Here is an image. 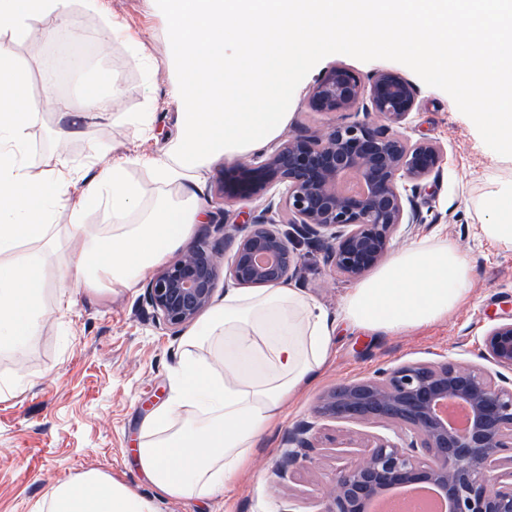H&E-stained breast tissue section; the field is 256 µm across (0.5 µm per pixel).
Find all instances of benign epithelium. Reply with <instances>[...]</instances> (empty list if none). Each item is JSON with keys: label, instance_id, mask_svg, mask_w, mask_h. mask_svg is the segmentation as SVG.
I'll use <instances>...</instances> for the list:
<instances>
[{"label": "benign epithelium", "instance_id": "benign-epithelium-1", "mask_svg": "<svg viewBox=\"0 0 512 512\" xmlns=\"http://www.w3.org/2000/svg\"><path fill=\"white\" fill-rule=\"evenodd\" d=\"M309 103L316 112H350L354 120L307 128L234 161L215 190L225 204L277 193L292 232H282L267 208L247 224L224 223L218 209L211 224L222 246L196 240L147 280L146 301L165 329L177 333L193 323L213 303L223 275L243 287L288 283L301 262V240L321 244L325 263L357 280L386 259L401 231L423 221L415 198L444 151L436 141L398 132L415 107V87L386 71L364 85L336 67L315 83ZM345 172L357 174L365 190L339 193ZM228 245L233 253L224 265ZM261 255L272 260L261 264ZM481 341L479 365L409 362L321 395L315 418L379 423L390 431L336 469L322 512H368L375 497L415 483L433 484L447 512H512V316ZM444 402L469 407L465 427L441 417ZM313 429L307 421L288 431L290 451L279 471L311 461Z\"/></svg>", "mask_w": 512, "mask_h": 512}]
</instances>
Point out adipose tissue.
<instances>
[{
    "label": "adipose tissue",
    "instance_id": "1",
    "mask_svg": "<svg viewBox=\"0 0 512 512\" xmlns=\"http://www.w3.org/2000/svg\"><path fill=\"white\" fill-rule=\"evenodd\" d=\"M165 17L182 134L159 157L104 164V149L92 147L99 168L61 225L59 204L72 185L70 128L112 111L121 92L111 71L100 69L79 106L31 97L30 71L10 45L35 32L48 42L76 39L73 0H0V34L8 38L0 45V353H21L40 331L48 257L62 277L104 293L135 285L186 245L202 212L196 193L143 207L131 168H147L165 185L217 156L259 149L288 121L293 78L341 36L363 46L380 31L424 68L473 88L498 86L495 111L477 119L512 152V0H179ZM46 104L58 117L55 164L35 173L25 160L27 136ZM481 205L483 235L512 251V185ZM90 210L103 211L107 225L85 224ZM471 280L458 249L434 239L403 248L351 288L334 319L295 288L228 289L187 332L171 394L142 422L136 462L153 496L92 469L53 484L43 512H157L164 499L217 496L328 363L338 322L373 333L428 325L457 308Z\"/></svg>",
    "mask_w": 512,
    "mask_h": 512
}]
</instances>
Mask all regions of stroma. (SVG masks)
Masks as SVG:
<instances>
[{
    "label": "stroma",
    "mask_w": 512,
    "mask_h": 512,
    "mask_svg": "<svg viewBox=\"0 0 512 512\" xmlns=\"http://www.w3.org/2000/svg\"><path fill=\"white\" fill-rule=\"evenodd\" d=\"M112 19L125 29L113 41L111 69L124 94L121 110L75 124L71 137L77 180L70 201H77L83 179L95 169L91 145L113 157L162 154L177 136L182 105L169 78L150 79L149 65L166 68L169 56L160 12L148 0H107ZM146 40L147 54L135 42ZM54 43L32 39L16 52L31 71L33 96L76 93V82L54 84ZM342 66L362 81L390 71L417 89L416 106L403 128L415 139L434 140L444 148L437 177L424 182L415 200L425 222L394 241V249L441 237L456 246L473 269L466 300L448 317L397 334H374L340 326L332 357L316 380L288 401L281 421L256 445L249 469L223 497L170 499L160 512H321L326 484L337 467L355 457L383 426L323 419L312 433L313 463L298 462L279 475L276 465L286 449L290 428L314 418L319 397L336 385L372 377L381 369L407 362L449 359L477 363L482 332L494 318L512 309V251L484 239L479 227L486 213L479 202L496 185L512 182V153L504 152L476 119L490 110L492 91L472 92L451 76L417 65L408 54L372 33L367 48L340 41L294 79L288 100L285 134L341 121V114L313 111L309 95L316 81ZM149 111V131L133 123ZM55 115L44 112L28 131V162L33 171L53 164L50 150ZM302 263L291 282L329 313H336L351 284L335 278L323 262L319 245L300 246ZM145 288L136 285L112 294H92L70 286L68 301L54 306L53 316L21 357L0 354V379L22 365L24 379L0 395V512H40L51 483L89 469L108 473L144 495L153 488L137 470L134 448L145 415L169 395L171 374L183 354L181 335L159 326L145 303Z\"/></svg>",
    "instance_id": "stroma-1"
}]
</instances>
